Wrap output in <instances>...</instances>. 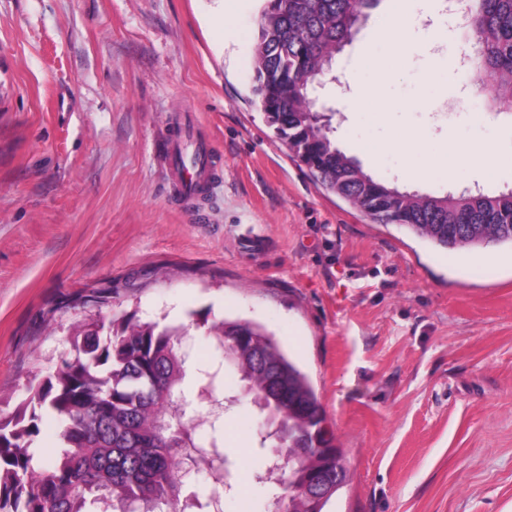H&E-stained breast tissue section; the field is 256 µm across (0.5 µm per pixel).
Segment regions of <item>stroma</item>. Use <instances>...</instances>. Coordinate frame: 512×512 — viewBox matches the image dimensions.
<instances>
[{
    "mask_svg": "<svg viewBox=\"0 0 512 512\" xmlns=\"http://www.w3.org/2000/svg\"><path fill=\"white\" fill-rule=\"evenodd\" d=\"M379 0L327 84L339 148L401 190L512 189V117L473 127L471 43L419 0L396 44ZM263 0H0V409L47 374L88 316L263 325L307 374L350 479L326 512H512V246L448 251L371 223L291 157L250 89ZM424 135L448 176L406 180ZM193 137L214 179L186 200L167 147ZM504 144L502 171L461 149ZM383 151L370 158L365 146ZM113 302H85L90 287ZM259 411L224 412V512H271L252 466Z\"/></svg>",
    "mask_w": 512,
    "mask_h": 512,
    "instance_id": "obj_1",
    "label": "stroma"
}]
</instances>
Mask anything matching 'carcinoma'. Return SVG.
I'll return each instance as SVG.
<instances>
[{
    "label": "carcinoma",
    "instance_id": "cac0c4a2",
    "mask_svg": "<svg viewBox=\"0 0 512 512\" xmlns=\"http://www.w3.org/2000/svg\"><path fill=\"white\" fill-rule=\"evenodd\" d=\"M374 3L267 0L251 89L267 123L325 190L376 224H395L444 249L512 244V190L410 195L346 156L319 119V70L351 39V19ZM474 36L477 73L512 74V0H474L462 37ZM481 97L512 108V80L484 85ZM201 327L242 393L265 412L261 442L273 439L272 454L287 458L280 471L287 493L273 512H302L297 491L310 457L298 449L336 447L334 435L317 432L324 409L307 376L259 324L205 318ZM183 335L134 311L76 324L54 369L34 377L12 411L0 410V512H216L226 486L224 437L217 422L203 432L198 417L186 415L182 383L191 356ZM196 378L200 399L223 398L216 374ZM48 420L57 423L63 449L46 462L33 445ZM201 461L213 488L182 503L180 487ZM347 479L331 480L311 512H323Z\"/></svg>",
    "mask_w": 512,
    "mask_h": 512
}]
</instances>
